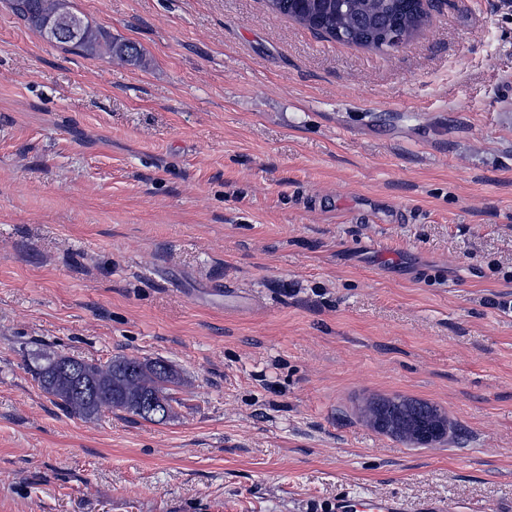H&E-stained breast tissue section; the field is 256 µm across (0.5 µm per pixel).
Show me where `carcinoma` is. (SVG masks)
<instances>
[{
	"instance_id": "cac0c4a2",
	"label": "carcinoma",
	"mask_w": 512,
	"mask_h": 512,
	"mask_svg": "<svg viewBox=\"0 0 512 512\" xmlns=\"http://www.w3.org/2000/svg\"><path fill=\"white\" fill-rule=\"evenodd\" d=\"M267 9L287 17L332 40L379 51L395 27L412 38L429 22L425 0H265ZM13 12L34 31L47 38L58 27V17L70 21L53 42L96 54L100 36L81 17L69 11L65 0H10ZM107 53L121 61L140 59L132 43H107ZM35 379L56 405L69 414L91 419L102 410H120L151 423L162 424L175 416L179 403L168 385L179 381L167 361L118 357L105 363L54 354L39 366ZM428 403L402 399L396 405L379 401L368 406L366 416L380 432L411 441V428L428 420Z\"/></svg>"
}]
</instances>
